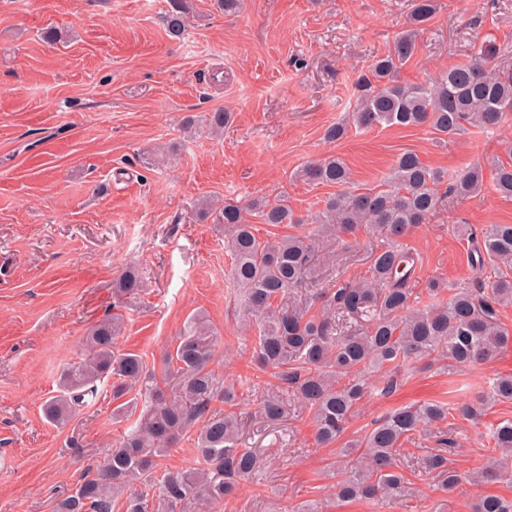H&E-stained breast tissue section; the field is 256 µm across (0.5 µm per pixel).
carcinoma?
<instances>
[{
  "label": "carcinoma",
  "mask_w": 512,
  "mask_h": 512,
  "mask_svg": "<svg viewBox=\"0 0 512 512\" xmlns=\"http://www.w3.org/2000/svg\"><path fill=\"white\" fill-rule=\"evenodd\" d=\"M191 0H169L165 15L168 33L181 37L189 25ZM438 10V0H412L407 27L386 53L358 75L357 96L349 119L324 132L330 142L350 129L369 130L381 125L427 124L441 135L439 142L467 127L489 128L512 117V77L499 75L488 65L493 50L481 47L466 62L430 83L406 84L399 74L412 58L421 30ZM229 113L219 109L201 123L192 117L187 128L210 133L224 130ZM496 189L512 196V163H494ZM307 184L340 186L324 200L323 208L309 220L288 205V193L274 199L258 198L245 204L226 202L208 206L213 223L224 231L225 249L232 260L231 277L243 315L253 320L257 365L272 371L312 413L316 438L331 443L347 429L364 396L359 376L396 371L429 358L446 362L450 370L486 363L512 344V328L502 322L500 308L512 304V224H486L467 234L473 265L486 273L479 288H454L448 298L414 308L408 288L417 267L413 252L400 239L423 224L437 209L438 187L458 198L475 194L482 184V167L475 165L449 180L426 166L413 151L397 157L381 183L363 191L351 190L350 170L337 155L309 161L293 175ZM312 222L316 236L353 234L365 226L383 241L370 252L368 277L358 284L317 272L309 234L257 236L258 224L299 227ZM320 286L322 314L305 316L290 312L283 303L288 293L305 283ZM141 281L133 270L114 283L121 299L138 294ZM122 332V319L105 318L85 336L84 358L60 378V394L43 404L45 418L65 426L86 398L97 393V381L113 376L114 415L130 421L105 460L80 477L73 492L57 502L55 512H113L117 498H124V512H191L203 499L231 498L239 481L260 469L261 456L243 443L240 414L233 410L235 394L210 364L215 338L204 315L190 317L177 343L163 358L162 378L147 370L136 353H121L114 344ZM512 400V376L493 379L479 400ZM220 401L225 408H214ZM467 419L476 407L453 409L441 403H424L394 409L363 436L340 449L336 462V494L343 501L373 500L399 492L405 477L397 459L401 440L429 423L445 420L449 411ZM261 418L276 424L285 417L278 395L259 403ZM199 423L194 444L196 466L166 473L156 480L157 458ZM495 448L512 452V421L495 425L490 433ZM430 466L438 470L442 490L451 491L464 479L481 483L509 480L512 473L480 470L462 474L435 454ZM138 480L157 487L156 498L144 492L126 493ZM475 512H512V499L484 494Z\"/></svg>",
  "instance_id": "obj_1"
}]
</instances>
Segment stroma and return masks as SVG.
<instances>
[{"label":"stroma","mask_w":512,"mask_h":512,"mask_svg":"<svg viewBox=\"0 0 512 512\" xmlns=\"http://www.w3.org/2000/svg\"><path fill=\"white\" fill-rule=\"evenodd\" d=\"M440 3L402 81L432 80L483 46L495 49L492 67L512 73V0ZM192 4L177 39L163 21L168 0H0V512H54L124 434L108 377L67 426L42 411L60 374L81 360L86 331L114 313L124 321L117 349L155 371L194 312L216 333L212 367L234 391L262 464L235 497L195 512H300L306 503L319 512H472L480 494L512 498V480L442 492L427 468L437 453L460 471L494 458L489 430L512 420V401H491L477 419L433 424L405 443L401 495L337 499L334 462L345 441L401 406L472 399L490 378L512 375V350L452 371L415 363L388 393L382 374L370 375L342 439L329 445L316 444L311 414L293 400L280 424L266 426L255 412L278 381L254 363L224 237L199 211L206 198L243 203L284 191L300 214H315L333 187L292 175L329 153L345 160L358 189L377 185L407 150L449 177L481 164L478 194L446 197L402 239L418 258L413 296L429 305L431 286L477 285L458 225L512 224V196L497 191L491 165L512 157V121L468 128L444 145L425 125L326 142L325 129L352 109L360 71L405 28L410 0H244L234 15L214 0ZM52 26L63 42L44 41ZM217 109L231 114L223 134L184 132L185 116ZM380 245L364 228L319 241L318 267L360 280ZM129 267L141 290L117 308L112 285Z\"/></svg>","instance_id":"1"}]
</instances>
